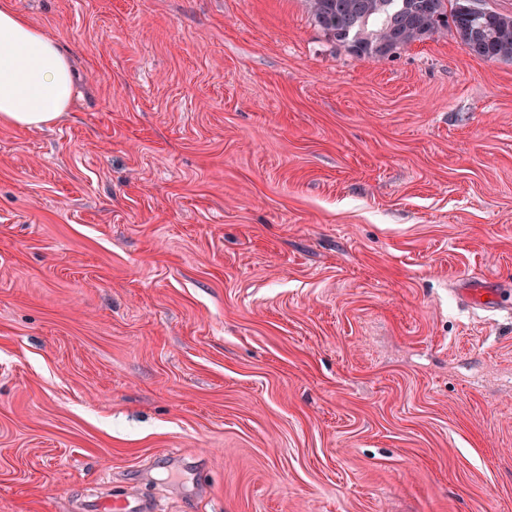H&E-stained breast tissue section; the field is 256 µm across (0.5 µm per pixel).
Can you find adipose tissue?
Segmentation results:
<instances>
[{
    "instance_id": "obj_1",
    "label": "adipose tissue",
    "mask_w": 512,
    "mask_h": 512,
    "mask_svg": "<svg viewBox=\"0 0 512 512\" xmlns=\"http://www.w3.org/2000/svg\"><path fill=\"white\" fill-rule=\"evenodd\" d=\"M70 64L58 44L0 0V123L39 128L66 112Z\"/></svg>"
}]
</instances>
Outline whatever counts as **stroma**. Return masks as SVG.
Returning <instances> with one entry per match:
<instances>
[{
	"mask_svg": "<svg viewBox=\"0 0 512 512\" xmlns=\"http://www.w3.org/2000/svg\"><path fill=\"white\" fill-rule=\"evenodd\" d=\"M13 3L77 95L0 125V512H512V63L363 60L307 0ZM460 291L463 298L474 305H486L487 303L499 305L501 303L500 288L492 290L481 283H473L470 287L462 288ZM87 511L107 512H154L151 499L134 494H114L113 498H105L95 502Z\"/></svg>",
	"mask_w": 512,
	"mask_h": 512,
	"instance_id": "35a3bbf8",
	"label": "stroma"
}]
</instances>
